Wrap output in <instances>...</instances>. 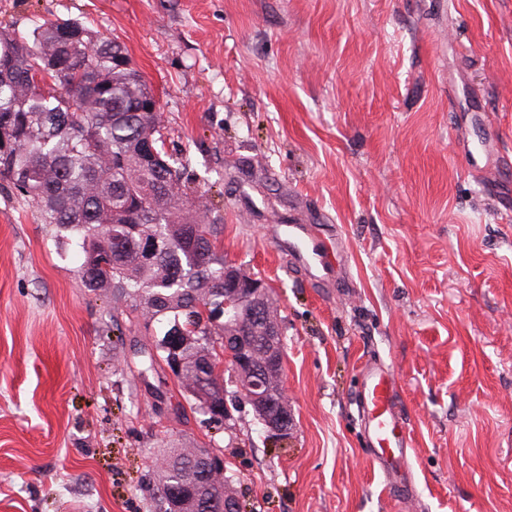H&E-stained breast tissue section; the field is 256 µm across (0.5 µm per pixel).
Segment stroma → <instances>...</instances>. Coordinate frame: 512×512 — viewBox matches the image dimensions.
Wrapping results in <instances>:
<instances>
[{
	"label": "stroma",
	"mask_w": 512,
	"mask_h": 512,
	"mask_svg": "<svg viewBox=\"0 0 512 512\" xmlns=\"http://www.w3.org/2000/svg\"><path fill=\"white\" fill-rule=\"evenodd\" d=\"M76 19L122 42L170 148L224 218V256L267 281L294 424L238 402L232 430L121 384L113 310L0 181V512H147L169 440L217 438L246 512H512V0H0V29ZM286 224L341 237L311 280ZM393 374L414 501L390 491L356 396Z\"/></svg>",
	"instance_id": "35a3bbf8"
}]
</instances>
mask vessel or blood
Returning a JSON list of instances; mask_svg holds the SVG:
<instances>
[{
	"label": "vessel or blood",
	"instance_id": "1",
	"mask_svg": "<svg viewBox=\"0 0 512 512\" xmlns=\"http://www.w3.org/2000/svg\"><path fill=\"white\" fill-rule=\"evenodd\" d=\"M287 233L291 258L311 279L322 280L332 266L334 248L310 247L312 227L308 224L289 225ZM360 405L375 463L388 486L399 491L402 498H412L414 486L407 466L412 439L403 430L395 380L377 363L370 362L362 368Z\"/></svg>",
	"mask_w": 512,
	"mask_h": 512
}]
</instances>
